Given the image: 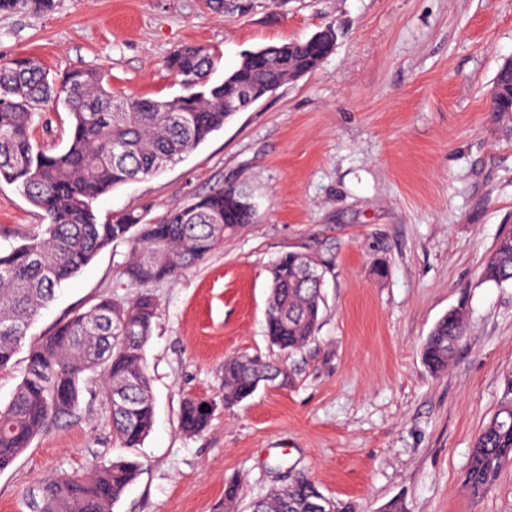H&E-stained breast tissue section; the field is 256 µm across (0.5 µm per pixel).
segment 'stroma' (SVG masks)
Returning <instances> with one entry per match:
<instances>
[{"label":"stroma","instance_id":"35a3bbf8","mask_svg":"<svg viewBox=\"0 0 512 512\" xmlns=\"http://www.w3.org/2000/svg\"><path fill=\"white\" fill-rule=\"evenodd\" d=\"M334 27L336 46L183 160L93 204L159 222L216 185L251 189L258 217L176 278L130 283L129 245L100 251L57 289L29 335L108 297L146 292L158 315L146 347L154 422L141 448H119L96 384L78 413L40 435L0 473V512H28L42 476L135 454L141 471L114 512H236L309 476L351 512H512V463L483 498L464 478L474 440L512 372V283L484 281L498 237L512 232V112L490 91L512 57V0H55L47 12H0V56L53 72L99 69L113 91L181 94L165 66L186 45L243 56ZM43 213L0 184V252L37 233ZM326 262V309L315 339L282 357L265 335L269 266L289 252ZM468 334L448 371L421 348L449 309ZM283 361L284 386L224 408L226 357ZM213 400L209 427L186 436L187 396Z\"/></svg>","mask_w":512,"mask_h":512}]
</instances>
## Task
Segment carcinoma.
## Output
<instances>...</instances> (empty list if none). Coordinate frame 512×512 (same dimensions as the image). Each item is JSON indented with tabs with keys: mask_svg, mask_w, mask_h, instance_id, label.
<instances>
[{
	"mask_svg": "<svg viewBox=\"0 0 512 512\" xmlns=\"http://www.w3.org/2000/svg\"><path fill=\"white\" fill-rule=\"evenodd\" d=\"M53 0H0V12L44 11ZM335 45V34L295 41L283 55L263 48L262 67L239 64L219 82L211 81L214 56L201 46L174 51L166 68L185 93L164 100L117 94L96 69L53 76L33 58H0V183L15 189L47 221L45 228L10 252L0 253V369L23 344L27 365L8 403L0 405V472L10 468L52 424L75 415L87 382H98L112 412V437L122 448L141 447L153 426L154 398L145 347L157 316L148 293L122 303L103 297L58 325L49 336L26 341L56 290L109 245L132 242L128 280L147 285L172 278L204 261L224 238L254 222L252 195L227 183L170 209L157 224L126 212L104 222L93 202L128 182L153 176L181 160L249 108L243 88L261 98L285 81L315 70ZM498 98L492 110L512 108V75L497 72ZM64 109L67 139L40 146L35 127H48L44 113ZM313 257L289 252L269 268L266 335L285 356L304 349L322 318L325 281L308 278ZM484 280L512 283V233L498 238L483 268ZM467 335L462 309L448 311L432 328L421 350L427 370H448L456 346ZM288 380L286 369L251 356L224 359V408L251 397L260 386ZM215 404L189 396L181 404L180 429L204 431ZM512 462V373L502 381L497 408L476 437L465 475L470 495H486L505 464ZM141 470L137 460L119 457L81 474L53 473L38 483L32 512H112ZM340 512L310 478L255 500L250 512Z\"/></svg>",
	"mask_w": 512,
	"mask_h": 512,
	"instance_id": "1",
	"label": "carcinoma"
}]
</instances>
